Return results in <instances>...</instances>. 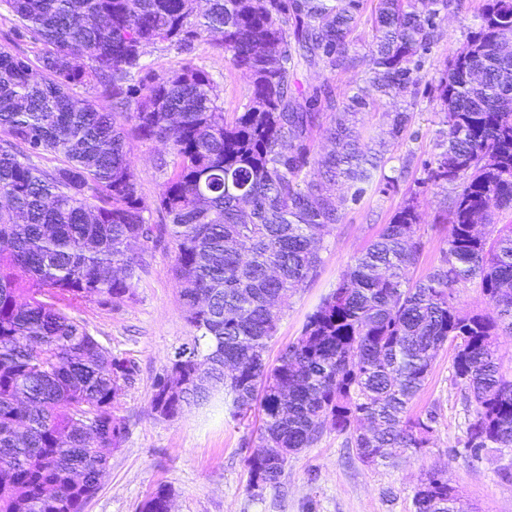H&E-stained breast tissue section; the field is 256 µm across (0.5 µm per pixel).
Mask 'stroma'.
<instances>
[{"label":"stroma","mask_w":512,"mask_h":512,"mask_svg":"<svg viewBox=\"0 0 512 512\" xmlns=\"http://www.w3.org/2000/svg\"><path fill=\"white\" fill-rule=\"evenodd\" d=\"M484 0H467L460 13H448L441 38L422 57L412 120L402 140L392 144L385 163L367 184L358 202H346L343 217L320 251L321 264L307 287L297 290L285 307L267 355L300 336L306 318L335 288L352 258L380 232L393 213L419 193L423 253L412 270L425 278L442 259L448 227L436 223L442 194L424 186L425 162L431 161L433 139L442 119L435 88L447 62L478 24ZM369 28L360 26L351 54L356 63L336 73L323 67L300 69L299 90L327 85L351 91L366 76ZM162 73L188 61L208 71L217 84L225 111L240 109L251 82L224 60L222 50L204 42L180 51L169 43L151 46L144 58ZM135 173L146 202H153L165 180L158 160L166 147L132 139ZM145 268L134 284V297L118 308L88 302L72 315L100 344L133 361L136 372L121 399L126 435L112 453L101 487L85 512H136L158 486L172 492V512H413L412 499L421 477L442 471L462 502L475 512H512V448H464L466 413L452 383V347L442 348L428 380L413 403L414 412L436 409L430 447L380 464L369 465L349 454L343 436L326 431L313 447L294 455L280 487L248 490L247 459L257 450L259 412L245 419L233 416L232 399L215 391L203 405L186 407L176 417L157 418L150 410L153 381L168 359L189 341L192 329L179 298L171 268L174 252L158 244L144 255Z\"/></svg>","instance_id":"obj_1"}]
</instances>
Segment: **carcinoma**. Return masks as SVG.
Returning a JSON list of instances; mask_svg holds the SVG:
<instances>
[{
    "label": "carcinoma",
    "instance_id": "obj_1",
    "mask_svg": "<svg viewBox=\"0 0 512 512\" xmlns=\"http://www.w3.org/2000/svg\"><path fill=\"white\" fill-rule=\"evenodd\" d=\"M377 0L366 22V86L351 95L295 87L301 66L345 70L365 0H0L43 49L37 64L0 50V512H84L126 433L118 415L134 366L101 345L68 310L133 298L154 234L175 254L190 342L169 362L186 385L153 382L162 419L223 387L239 416L259 405L248 489L279 483L289 459L326 429L377 464L429 445L437 412L412 414L436 353L458 340L452 379L469 412L464 447H512V376L498 337L512 334V0H485L478 27L436 87L440 152L425 182L453 186L439 215L449 225L441 264L410 269L424 244L417 197L399 207L353 257L336 289L307 317L274 364L266 352L282 307L314 278L318 244L342 218L336 183L356 201L382 167L386 140L412 115L390 114L372 145L358 114L395 91L415 97L418 56L440 37L441 16L464 0ZM214 42L251 80L228 113L210 75L186 62L156 75L147 48ZM90 87L109 102L74 96ZM131 129H126V126ZM164 144L171 160L148 223L128 132ZM331 144L315 152V140ZM61 157L40 168L32 158ZM477 283L490 312L461 314L452 289ZM234 361L239 374H224ZM158 487L138 512H170ZM414 512H463L436 471Z\"/></svg>",
    "mask_w": 512,
    "mask_h": 512
}]
</instances>
